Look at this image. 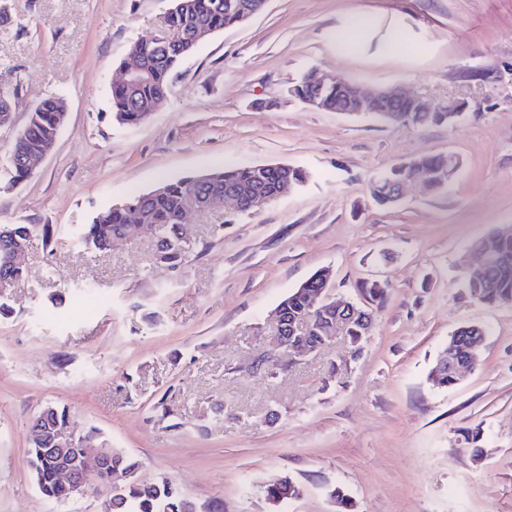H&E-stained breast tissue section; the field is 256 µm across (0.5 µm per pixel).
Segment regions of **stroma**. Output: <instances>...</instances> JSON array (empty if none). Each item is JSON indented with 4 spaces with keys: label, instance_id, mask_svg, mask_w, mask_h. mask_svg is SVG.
<instances>
[{
    "label": "stroma",
    "instance_id": "35a3bbf8",
    "mask_svg": "<svg viewBox=\"0 0 512 512\" xmlns=\"http://www.w3.org/2000/svg\"><path fill=\"white\" fill-rule=\"evenodd\" d=\"M0 79L17 86L0 128V179L15 136L43 99L68 120L32 176L0 191V224H49L33 237L25 280L0 317V512H104L106 491L48 503L28 459L29 422L64 406L138 463L144 482L172 479L223 512H512V305L480 302L461 259L512 226V0H267L249 22L186 56L165 104L142 124L112 118V84L130 45L174 0H8ZM376 19L363 50L337 54L336 27ZM403 27L404 53L381 50ZM367 91L398 86L434 102L467 101L454 125H391L304 107L287 90L310 70ZM455 153L447 189L408 186L377 206L372 179L423 156ZM284 163L306 182L255 213H193V248L178 270L154 263L144 233L111 251L74 230L164 181L227 165ZM337 299L387 285L359 360L337 342L286 354L266 341L280 300L315 270ZM91 287V313L55 306ZM484 332L479 363L446 389L428 376L451 333ZM270 359L276 375L257 366ZM168 397L178 426L156 409ZM480 429L478 441L467 438ZM299 498L271 506L282 478Z\"/></svg>",
    "mask_w": 512,
    "mask_h": 512
}]
</instances>
